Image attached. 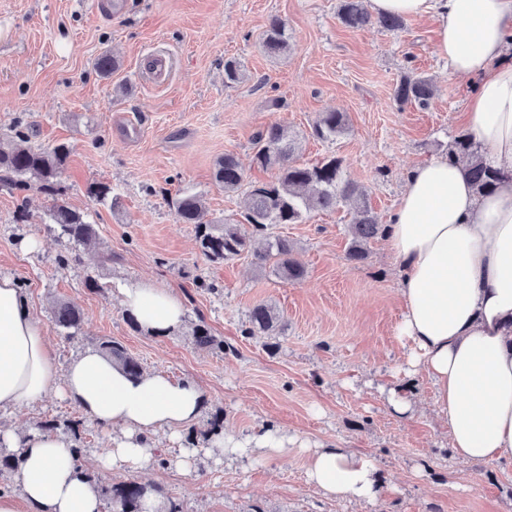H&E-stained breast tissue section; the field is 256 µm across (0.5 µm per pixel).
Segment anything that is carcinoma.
<instances>
[{
  "instance_id": "obj_1",
  "label": "carcinoma",
  "mask_w": 512,
  "mask_h": 512,
  "mask_svg": "<svg viewBox=\"0 0 512 512\" xmlns=\"http://www.w3.org/2000/svg\"><path fill=\"white\" fill-rule=\"evenodd\" d=\"M337 15L342 24L350 29L361 30L377 25L389 32L405 27L401 17L373 15L366 0H340ZM290 34L287 25L278 18L269 22L262 38V48L271 57L287 52ZM244 78L242 65L235 59L224 60V83L240 82ZM436 96L431 79L420 75H405L395 86L393 97L400 105L429 107ZM349 129L347 113L323 112L313 125V135L324 141H334ZM26 136L18 131L13 137L0 138V186L19 189L23 177L30 174L38 178L44 189L56 196L49 209V219L60 235L75 246H87L97 242L93 224L84 215L59 199V178L65 169L70 148L60 143L46 148L25 145ZM255 164L263 170L274 171V180L267 183L249 184L250 205L244 222L224 220L215 224L204 220V206L200 196L184 193L176 200V215L185 224L196 225V239L204 256L212 261H223L252 252L259 267L267 268L276 277L295 282L305 275L304 266L294 256V246L280 236L267 234L272 224H297L313 211H326L344 204L353 212L348 225L349 248L347 258L353 263L367 259L368 243L383 235L384 225L374 218L368 205L366 190L349 180L344 172L343 161L330 157L313 165H299L293 160L296 135L283 125H271L254 138ZM448 157L465 165L467 174L480 193L492 190L503 177L501 171L488 166L478 145L469 134L458 136ZM214 181L226 192H235L246 185V176L236 156L230 152L220 158L214 169ZM252 227V233L243 230V224ZM55 320L67 335L75 336L81 327V313L73 306L62 303L57 307ZM280 322L277 309L269 304L255 306L248 316L245 333H269ZM195 344L215 353H224V344L211 334L204 323L193 330ZM102 353L121 366L128 374L143 373L141 363L122 345L108 340L99 344ZM223 417L216 414L207 422V428L188 430V444L195 445V437L215 434L223 429ZM20 454L0 448V475L18 471ZM161 493L156 487L149 489L135 481L123 482L103 490L112 505V512H147L144 499L147 492Z\"/></svg>"
}]
</instances>
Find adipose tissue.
Wrapping results in <instances>:
<instances>
[{
	"mask_svg": "<svg viewBox=\"0 0 512 512\" xmlns=\"http://www.w3.org/2000/svg\"><path fill=\"white\" fill-rule=\"evenodd\" d=\"M377 14L431 18L437 55L454 76L475 80L466 102L467 128L483 159L505 177L477 193L462 164L434 157L411 168L385 227L398 262L404 310L397 335L410 372L430 382L437 415L454 454L476 463L512 459V0H370ZM122 305L137 323L166 334L183 321L182 301L150 282L123 289ZM63 395L103 428L115 429L99 460L103 471L147 468L152 438L194 424L208 395L196 383L154 372L132 377L98 351L57 369L43 325L31 315L17 282L0 277V408ZM18 449L22 495L35 512H101L62 433L0 431ZM292 440L273 426L241 439L222 435L217 459L287 454ZM307 482L326 496L372 501L379 491L373 458L319 445L306 451Z\"/></svg>",
	"mask_w": 512,
	"mask_h": 512,
	"instance_id": "obj_1",
	"label": "adipose tissue"
}]
</instances>
